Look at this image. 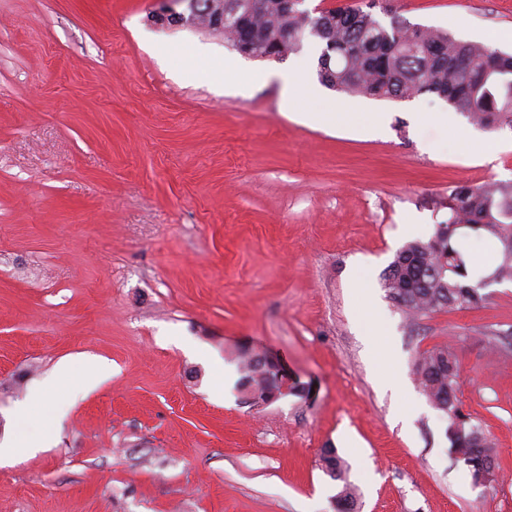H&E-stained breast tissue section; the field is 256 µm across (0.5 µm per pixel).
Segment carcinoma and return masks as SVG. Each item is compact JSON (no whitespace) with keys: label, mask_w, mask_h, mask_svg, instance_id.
<instances>
[{"label":"carcinoma","mask_w":512,"mask_h":512,"mask_svg":"<svg viewBox=\"0 0 512 512\" xmlns=\"http://www.w3.org/2000/svg\"><path fill=\"white\" fill-rule=\"evenodd\" d=\"M375 0L316 14L295 8L284 13L278 0H224V40L236 52L284 60L305 41L320 47L319 81L352 96L409 100L434 95L476 127H512V53L463 40L450 32L413 25L396 14L383 21ZM483 235L498 246L489 277L512 280V183L472 187L458 185L448 193V220L427 241L405 244L384 274L390 300L413 322L429 313L474 308L485 301L470 284L466 254L456 245L462 230ZM240 386L261 391L268 367L260 354L239 356ZM414 374L432 405L448 416L451 451L472 477L496 481L494 443L481 426L463 413L457 397L458 360L448 345L418 353ZM322 470L342 483L336 498L342 512H358L355 487L336 449L326 448Z\"/></svg>","instance_id":"cac0c4a2"}]
</instances>
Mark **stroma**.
I'll return each instance as SVG.
<instances>
[{"label":"stroma","instance_id":"35a3bbf8","mask_svg":"<svg viewBox=\"0 0 512 512\" xmlns=\"http://www.w3.org/2000/svg\"><path fill=\"white\" fill-rule=\"evenodd\" d=\"M385 2L512 50V0ZM155 8L0 0V440L15 404L76 363L67 415L31 412L45 448L0 464V512H336L325 448L360 512H512V280L413 324L382 286L446 220L451 189L512 182V130L431 95L354 98L378 128L324 124L343 98L324 86L294 114L285 81L299 65L317 81L315 46L251 59L218 33L156 27ZM222 60L240 82L215 81ZM441 343L496 444L493 486L454 461L413 374ZM242 349L281 361L297 391L242 404ZM92 360L112 372L88 390ZM320 462L322 470L331 479L343 483L341 490L336 494L342 512H357L359 510L358 494L355 487L347 480V468L336 449L325 448L321 454Z\"/></svg>","mask_w":512,"mask_h":512}]
</instances>
